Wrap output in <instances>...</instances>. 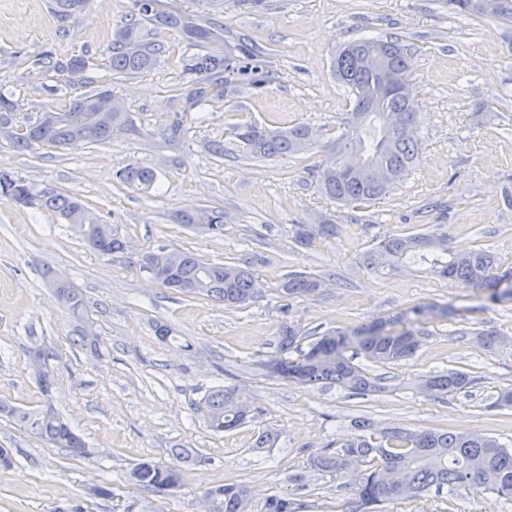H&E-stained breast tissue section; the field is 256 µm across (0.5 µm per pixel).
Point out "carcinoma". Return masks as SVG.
<instances>
[{
	"instance_id": "obj_1",
	"label": "carcinoma",
	"mask_w": 512,
	"mask_h": 512,
	"mask_svg": "<svg viewBox=\"0 0 512 512\" xmlns=\"http://www.w3.org/2000/svg\"><path fill=\"white\" fill-rule=\"evenodd\" d=\"M448 5L455 14L512 20V0H448ZM162 30L177 33L190 48L221 46L185 61L183 72L189 77L188 110L203 108L206 87L222 91L231 77L245 72L226 44L222 26L200 23L163 0H134V11L113 35L108 59L112 74L129 77L153 69L165 52L164 45L153 40V35ZM376 52L391 70L410 74V48L396 37L353 39L334 54L333 71L352 103V112L336 139L337 158L318 172V188L323 196L346 205L368 203L391 193L419 157L415 87L393 95L384 92L378 72L363 65L364 59ZM41 66L55 72L66 84L91 83L87 76L88 60L81 55L65 59L47 55ZM13 111V101L0 95V137L20 153L40 146L62 148L78 142L103 143L137 133L131 114L108 89L78 94L62 112L46 110L27 125L24 133L13 131ZM186 131L182 117L177 114L159 127V134L172 142L180 140ZM314 145L315 135L305 124L273 129L245 123L235 126L229 139L209 143L207 151L220 158L236 153L254 158L283 157L306 152ZM352 150L366 155L371 167L347 177L341 172L339 158ZM119 179L148 193L157 182V173L152 167L130 162L120 170ZM17 192L30 199L31 207L52 211L70 224L91 251L107 256L127 253L126 240L111 225L102 223L78 198L37 191L25 180L0 171V197L11 199ZM172 220L195 231L205 224L209 235H224V210L219 208L186 207L176 211ZM337 230L333 219L320 216L294 224L293 239L302 247H310L317 241L336 237ZM361 261L382 277L398 274L407 264L420 261L427 264V273L459 288L483 290L492 301L512 300V283L506 281L512 275V266L490 248L454 254L448 250L447 237L435 232L386 234L361 255ZM138 263L145 270L164 268L162 286L183 295H205L228 307L245 308L263 298V284L253 263L247 260L205 262L189 250L160 248L139 253ZM45 278L77 322L75 342L87 341L93 332L86 321L83 294L69 282L58 279L51 268L46 269ZM325 286L326 278L321 274L296 272L284 278L279 293L287 301L305 299ZM446 315V306L417 305L370 323L338 327L305 347L301 329L283 324L278 332L277 355L270 358L280 371H271L269 375L303 385H333L363 395L380 392V379L355 363L348 351L353 350L376 364L407 362L415 356L420 338L425 335L423 321L430 316ZM472 336L474 345L488 353L512 343L511 336L497 329L474 331ZM35 350L44 354L46 362L31 372L40 392L47 396L55 383L53 361L57 355L38 342L32 344L28 353ZM291 352L297 357L289 358ZM471 384L468 373L450 369L423 376L418 388L435 398L465 393ZM487 408L511 409L512 387L499 389ZM196 410L215 432L243 426L252 413L251 405L241 399L238 388L232 385L212 388ZM0 415L76 456H82L79 449L86 447L83 439L52 410H29L0 399ZM353 427L355 434L342 439L335 450L326 449L310 459L311 469L345 480L351 498L341 512H380L386 503L415 499L433 488L439 491L445 487L450 496H464L480 488L498 500L512 501V448L495 436L448 428L379 427L365 418L353 421ZM171 454L179 463L201 462L192 448L178 445L171 449ZM129 477L140 489L158 494L168 486L182 483V469L146 459L133 467ZM210 494L219 500L216 512H249L248 490L243 484H226L210 490ZM301 508L302 504L290 495L275 494L265 500L261 512H299Z\"/></svg>"
}]
</instances>
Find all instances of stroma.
<instances>
[{"instance_id":"obj_1","label":"stroma","mask_w":512,"mask_h":512,"mask_svg":"<svg viewBox=\"0 0 512 512\" xmlns=\"http://www.w3.org/2000/svg\"><path fill=\"white\" fill-rule=\"evenodd\" d=\"M196 19L224 25L234 41L260 47L249 79L212 95L204 121H192L173 146L158 133L168 113L185 103L182 60L188 50L174 33H159L160 63L133 77L108 67L112 32L133 0H89L58 18L54 0H0V93L17 104V125L48 108L60 111L77 95L39 63L43 52L86 55L94 88L111 89L130 112L138 135L104 144L18 153L0 138V170L35 189L77 196L124 238L131 253L187 248L224 263L249 259L265 294L245 309L186 296L154 282L125 258L89 250L60 217L0 197V398L27 408L52 407L82 436L91 454L71 456L0 416V512H203L206 489L247 485L255 506L291 494L304 512H340L348 498L336 477L311 471L309 459L348 435L358 417L381 427L475 431L512 441V409L486 411L490 397L512 386V348L489 354L471 333L491 327L512 336V301L491 302L421 270L378 277L360 253L388 232L429 230L447 235L454 252L489 248L512 263V22L463 19L448 0H264L255 9L217 12L206 0H169ZM362 36L398 37L414 50L413 78L420 125L419 161L391 194L361 206L321 197L316 169L333 155L351 106L332 76L339 47ZM286 127L308 124L316 144L288 157L217 158L207 142L237 123ZM137 161L156 169L145 195L120 183L117 171ZM187 206L224 211V234L213 237L172 223ZM329 215L336 238L303 248L295 221ZM53 268L83 293L95 323L93 343L72 342L73 324L43 279ZM292 272L328 279L320 294L281 313L277 288ZM447 306L446 319H428L412 360L370 365L383 392L361 396L334 386H302L266 374L279 326L290 321L319 336L418 304ZM173 328L189 351L163 342L155 323ZM55 349L56 382L42 395L27 368L32 343ZM458 369L470 374L468 393L434 399L420 393L421 376ZM236 385L255 412L231 432L216 433L196 411L218 385ZM273 430L270 448H254ZM196 449L200 464L185 469L182 488L160 498L127 481L139 460L172 463L171 450ZM303 471L304 488L289 484ZM92 486L107 498L88 496ZM383 512H512V502L481 491L466 497L426 496L384 505Z\"/></svg>"}]
</instances>
